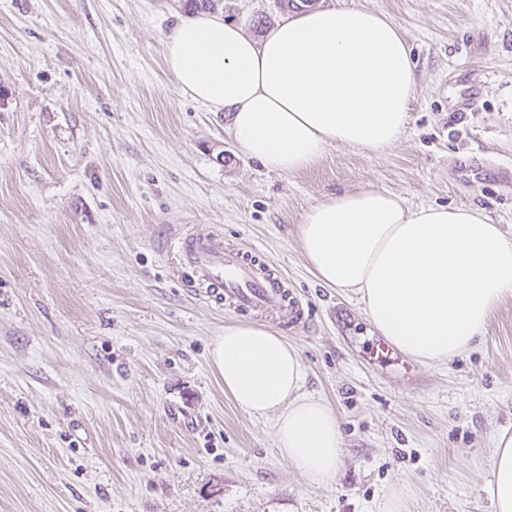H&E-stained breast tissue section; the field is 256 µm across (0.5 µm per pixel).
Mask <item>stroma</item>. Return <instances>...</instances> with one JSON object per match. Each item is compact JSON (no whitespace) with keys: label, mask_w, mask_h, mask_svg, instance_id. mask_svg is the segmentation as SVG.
<instances>
[{"label":"stroma","mask_w":512,"mask_h":512,"mask_svg":"<svg viewBox=\"0 0 512 512\" xmlns=\"http://www.w3.org/2000/svg\"><path fill=\"white\" fill-rule=\"evenodd\" d=\"M402 29L418 75L405 134L337 146L283 175L245 156L226 113L177 88L163 42L185 0H0V512H493L496 432L512 427V298L480 345L412 371L374 368L361 303L320 284L297 225L323 195L383 187L409 206L468 205L512 232V0H315ZM252 38L280 0H223ZM220 230L288 277L282 327L305 389L341 422L318 487L284 462L210 366L242 315L187 288L180 233Z\"/></svg>","instance_id":"obj_1"}]
</instances>
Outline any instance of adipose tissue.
Returning a JSON list of instances; mask_svg holds the SVG:
<instances>
[{"label": "adipose tissue", "mask_w": 512, "mask_h": 512, "mask_svg": "<svg viewBox=\"0 0 512 512\" xmlns=\"http://www.w3.org/2000/svg\"><path fill=\"white\" fill-rule=\"evenodd\" d=\"M181 91L229 116L248 157L282 174L311 168L329 147L382 153L409 121L415 62L399 26L365 7L313 8L261 39L200 12L165 38ZM298 247L324 285L358 297L370 324L425 364L471 350L491 313L512 297V236L481 210L415 209L386 189L330 194L307 209ZM210 365L238 408L272 417L280 457L316 486L335 483L340 421L304 390L298 350L272 327L225 325ZM486 487L494 512H512V433H497Z\"/></svg>", "instance_id": "1"}]
</instances>
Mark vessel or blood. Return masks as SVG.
<instances>
[{"mask_svg":"<svg viewBox=\"0 0 512 512\" xmlns=\"http://www.w3.org/2000/svg\"><path fill=\"white\" fill-rule=\"evenodd\" d=\"M172 253L188 269L192 287L204 289L215 304L303 325L302 306L287 276L254 249L225 245L214 232H191L175 238Z\"/></svg>","mask_w":512,"mask_h":512,"instance_id":"obj_1","label":"vessel or blood"}]
</instances>
